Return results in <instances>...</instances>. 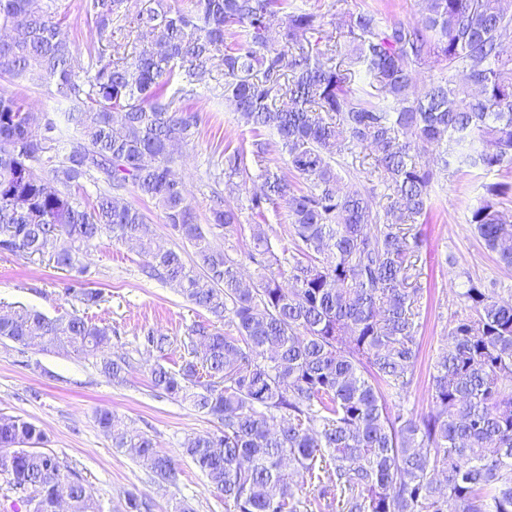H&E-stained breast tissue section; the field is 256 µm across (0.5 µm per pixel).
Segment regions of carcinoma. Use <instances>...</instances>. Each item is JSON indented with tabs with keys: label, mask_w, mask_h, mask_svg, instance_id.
<instances>
[{
	"label": "carcinoma",
	"mask_w": 512,
	"mask_h": 512,
	"mask_svg": "<svg viewBox=\"0 0 512 512\" xmlns=\"http://www.w3.org/2000/svg\"><path fill=\"white\" fill-rule=\"evenodd\" d=\"M54 2L0 0V67L54 87L72 104L76 131L64 140L55 121L36 123L25 99L0 95V253L49 255L76 273L68 293L92 306L100 293L83 287L81 258L104 236L135 241L149 277L211 315L189 328L204 351L191 349L176 368L157 362L150 376L217 424L185 440L182 454L224 497L225 512H512V300L482 285L463 293L426 414L393 413L380 391L408 390L419 353L421 289L408 280L422 243L405 226L426 217L440 176L512 169V53L502 44L512 0H426L406 23L348 12L334 43L325 16L292 0H145L132 16L124 0H86L101 40L86 61L62 37ZM217 68L225 102L257 137L253 156L266 153L267 130L286 156L287 171L265 170L250 203L258 217L285 204L292 256L251 225L250 280L196 222L175 169V146L193 144L205 123L195 84ZM423 70L436 75L420 85ZM356 148L370 152L382 197L341 189ZM429 148L437 170L420 162ZM246 177L244 149L225 146L216 183ZM85 179L107 189L92 199ZM129 185L192 245L194 265L154 245L145 216L121 200ZM485 190L469 223L511 267L512 186ZM211 224L239 227V208L218 201ZM0 340L22 353L68 347L117 385L132 369L105 354L112 327L75 314L0 311ZM141 342L162 358L173 344L151 328ZM97 423L113 447L176 477L151 438L110 411ZM45 442L35 424L0 416L7 490L35 501L31 512H57L66 479L68 512H102L84 479L41 450ZM307 486L312 500L291 492Z\"/></svg>",
	"instance_id": "carcinoma-1"
}]
</instances>
